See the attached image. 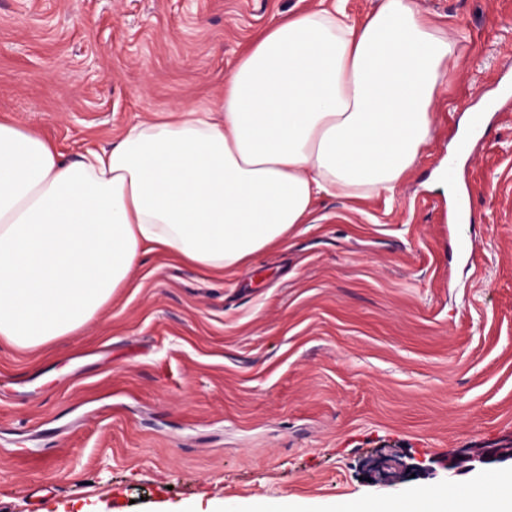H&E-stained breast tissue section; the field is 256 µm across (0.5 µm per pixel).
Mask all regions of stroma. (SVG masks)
I'll return each mask as SVG.
<instances>
[{"mask_svg":"<svg viewBox=\"0 0 512 512\" xmlns=\"http://www.w3.org/2000/svg\"><path fill=\"white\" fill-rule=\"evenodd\" d=\"M319 0H0V117L78 158L180 106L217 108L252 37ZM468 39L394 193L318 195L285 247L210 277L151 253L78 336L0 343V507L361 512L460 491L512 448V109L448 164L467 112L512 83V0H415Z\"/></svg>","mask_w":512,"mask_h":512,"instance_id":"1","label":"stroma"}]
</instances>
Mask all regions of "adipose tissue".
I'll return each mask as SVG.
<instances>
[{"instance_id":"adipose-tissue-1","label":"adipose tissue","mask_w":512,"mask_h":512,"mask_svg":"<svg viewBox=\"0 0 512 512\" xmlns=\"http://www.w3.org/2000/svg\"><path fill=\"white\" fill-rule=\"evenodd\" d=\"M458 47L414 0L359 23L328 0L273 21L218 110L168 112L74 161L0 121V341L77 335L145 254L221 273L284 246L320 194L394 193ZM458 508L512 512V482L488 476Z\"/></svg>"}]
</instances>
